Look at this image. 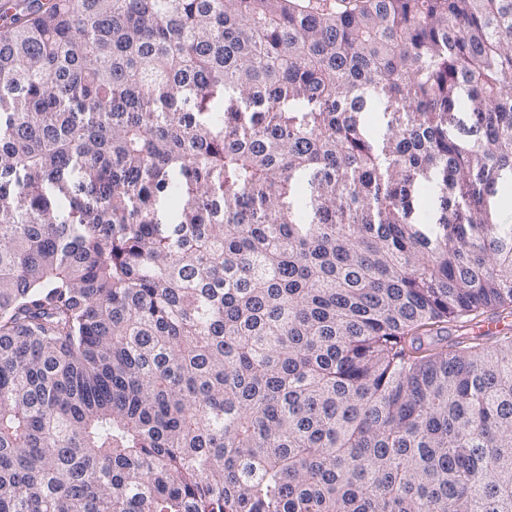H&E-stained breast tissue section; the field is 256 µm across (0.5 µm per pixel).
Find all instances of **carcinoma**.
I'll use <instances>...</instances> for the list:
<instances>
[{"label": "carcinoma", "instance_id": "1", "mask_svg": "<svg viewBox=\"0 0 512 512\" xmlns=\"http://www.w3.org/2000/svg\"><path fill=\"white\" fill-rule=\"evenodd\" d=\"M505 173L512 0H0V512H512Z\"/></svg>", "mask_w": 512, "mask_h": 512}]
</instances>
